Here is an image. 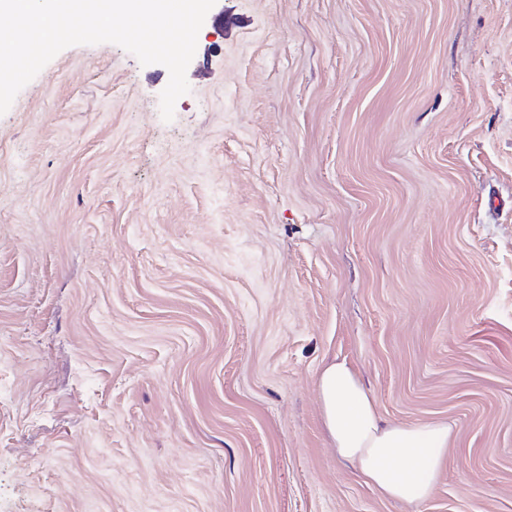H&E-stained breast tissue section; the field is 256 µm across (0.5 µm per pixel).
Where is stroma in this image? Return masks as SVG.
I'll list each match as a JSON object with an SVG mask.
<instances>
[{"label":"stroma","instance_id":"1","mask_svg":"<svg viewBox=\"0 0 512 512\" xmlns=\"http://www.w3.org/2000/svg\"><path fill=\"white\" fill-rule=\"evenodd\" d=\"M169 80L71 46L0 116V512H512V0H216ZM445 422L430 497L322 428ZM321 417L332 448L385 498L415 503L431 494L452 437L448 423L390 424L345 361L318 378Z\"/></svg>","mask_w":512,"mask_h":512}]
</instances>
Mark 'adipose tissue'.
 I'll return each instance as SVG.
<instances>
[{"label":"adipose tissue","instance_id":"obj_1","mask_svg":"<svg viewBox=\"0 0 512 512\" xmlns=\"http://www.w3.org/2000/svg\"><path fill=\"white\" fill-rule=\"evenodd\" d=\"M318 392L324 428L343 462L385 498L415 503L429 497L446 459L451 426L384 422L374 398L343 361L323 365Z\"/></svg>","mask_w":512,"mask_h":512}]
</instances>
